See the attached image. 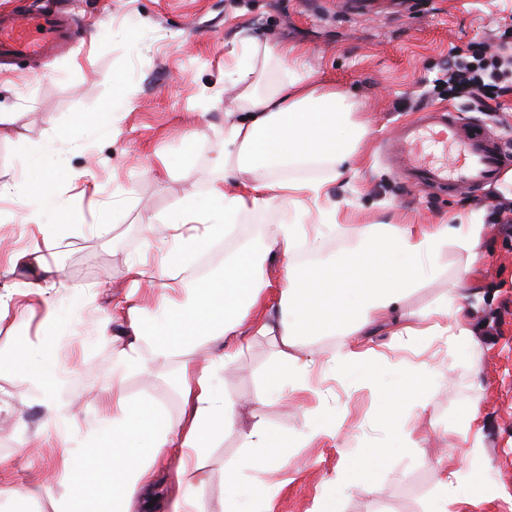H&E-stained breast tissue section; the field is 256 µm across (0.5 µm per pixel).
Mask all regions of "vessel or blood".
<instances>
[{
  "instance_id": "obj_1",
  "label": "vessel or blood",
  "mask_w": 512,
  "mask_h": 512,
  "mask_svg": "<svg viewBox=\"0 0 512 512\" xmlns=\"http://www.w3.org/2000/svg\"><path fill=\"white\" fill-rule=\"evenodd\" d=\"M75 34L69 13L60 10L12 11L0 14V56H52L67 51ZM443 141L457 155L452 164L436 166L422 161L415 148L422 138L419 126L406 128L394 154L398 168L417 181L447 185L449 190L479 189L496 184L504 174L512 150L499 135L466 121L457 109L439 120Z\"/></svg>"
}]
</instances>
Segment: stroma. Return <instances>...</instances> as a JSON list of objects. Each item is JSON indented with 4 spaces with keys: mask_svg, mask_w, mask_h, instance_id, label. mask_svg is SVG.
I'll return each mask as SVG.
<instances>
[{
    "mask_svg": "<svg viewBox=\"0 0 512 512\" xmlns=\"http://www.w3.org/2000/svg\"><path fill=\"white\" fill-rule=\"evenodd\" d=\"M512 0H75L74 18L87 29L70 53L15 59L0 66V182L25 188L0 200V236L29 246V212L44 180L56 186L59 210L44 223L57 226L52 263L69 268L51 296L59 319L44 323L40 307L19 304L0 321V355L31 346L51 351L65 377L63 394L73 414L43 429L44 414L27 392L23 371H0V390L11 396L0 412V512H55L81 474L66 464L65 447H95L88 430L101 413L100 396L118 391L157 405L164 419L182 414L184 366L202 369L209 348H192L123 378L115 351L128 328L119 306L126 296L151 309L155 284L132 286L131 259L151 262L173 250L155 221L189 196L220 180L214 158L232 109L227 88L232 59L225 55L241 30L260 42L288 43L304 51L302 67L349 90L371 134L359 174L329 186L350 203L351 221L412 219L439 224L476 215L486 226L484 259L473 271L474 298L465 302L464 326L480 342L477 361L450 348L445 337L400 347L391 324L372 338L381 366L409 372L448 371L423 397L425 440L418 448L394 445L393 426L381 419L374 394L346 381L314 377L322 395L306 394L260 405L267 378L280 366L279 348L254 336L241 359L223 372L224 394L240 405L232 430L203 459L207 512H224L225 483L250 477L241 433L254 419L269 427L273 444L289 453L264 476L273 495L259 512H317L327 499L337 512H431L437 496V459L452 448L464 471L481 474L488 488L467 512H512V233L493 223L491 210L512 200V179L478 192L417 185L398 173L389 147L402 126L433 109L460 107L438 80L453 49L497 53ZM195 129L191 149L179 136ZM277 208L239 218L221 250L261 242L267 225L287 221ZM83 286L74 304L71 286ZM113 316L107 334L98 325ZM484 418L479 446L465 441L460 423L471 405ZM330 409L344 420L340 440L301 444L312 418ZM392 447L390 468L375 470L370 489L337 482L341 469L366 461L369 448ZM177 460L163 453L151 466L149 500L133 512H166L179 493Z\"/></svg>",
    "mask_w": 512,
    "mask_h": 512,
    "instance_id": "obj_1",
    "label": "stroma"
}]
</instances>
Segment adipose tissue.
I'll use <instances>...</instances> for the list:
<instances>
[{"instance_id": "ef3b65f1", "label": "adipose tissue", "mask_w": 512, "mask_h": 512, "mask_svg": "<svg viewBox=\"0 0 512 512\" xmlns=\"http://www.w3.org/2000/svg\"><path fill=\"white\" fill-rule=\"evenodd\" d=\"M238 44L249 61L238 68L233 87L238 100L234 121L225 124L216 161L224 173L205 197H191L168 214L176 252L187 255L223 238L237 216L276 207L295 217L292 223L268 225L263 244L240 248L225 257L221 277L185 281L166 259L156 270L145 260L131 263L133 282L146 276L160 281L153 309L130 308L132 336L116 351V370L126 377L142 373L148 362H163L190 347L224 342L241 336L243 328L272 336L284 348L287 363L282 375L267 386L261 402L271 405L285 396L312 389V372L349 380L374 391L381 411L398 405L399 394L412 382L409 373L377 369L364 337L371 328L398 309L417 288L431 284L444 271L449 249L463 256L455 286L435 308L411 312L397 334L406 342L424 336H444L457 354L466 355L477 344L471 330L462 327V301L468 298L470 275L480 262L482 223L393 224L350 223L346 203L331 197L328 186L346 174L357 173L363 159L367 124L357 117L348 92L324 83L312 73L294 68L302 54L297 46L272 47L248 32ZM276 64L280 80L267 83L258 64ZM322 174H314V167ZM316 214L319 233L309 235L303 219ZM354 239L353 253L369 257L361 278L340 275L350 254L322 259L326 234ZM50 236L41 243L9 253V269L25 267L34 278L23 284L0 286V319L16 296L48 304L47 291L61 275L45 252ZM317 253L321 277L316 288L307 285V272L295 255L299 249ZM280 252L286 274L282 281L266 278L263 264L271 252ZM336 335L341 344L323 359L311 349L292 353L308 336ZM243 353L224 352L200 371H184L181 390L183 420L166 424L156 409L135 405L124 396L112 397V413L98 420L91 433L111 440L98 449L104 467L87 465L80 484L66 496L61 512H131L137 493L149 488L151 462L164 449L180 450L181 467L199 466L210 439L234 426L235 402L226 398L218 373ZM28 377L38 395L47 422H58L72 407L59 391L60 367L50 353L34 355ZM454 454L440 459L438 493L432 512H449L451 504L469 503L480 489L454 466Z\"/></svg>"}]
</instances>
